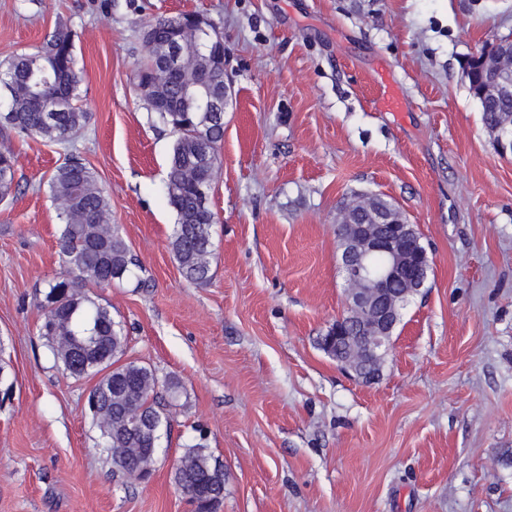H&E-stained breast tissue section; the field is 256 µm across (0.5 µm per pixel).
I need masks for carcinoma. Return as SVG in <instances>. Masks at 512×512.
I'll return each instance as SVG.
<instances>
[{
  "label": "carcinoma",
  "mask_w": 512,
  "mask_h": 512,
  "mask_svg": "<svg viewBox=\"0 0 512 512\" xmlns=\"http://www.w3.org/2000/svg\"><path fill=\"white\" fill-rule=\"evenodd\" d=\"M197 16V12L181 13L140 25L142 41L157 43V58L148 56L142 61L136 90L157 122L176 136L165 184L176 214L170 247L183 276L202 284L209 279L210 229L215 220L208 205L211 184L205 173L220 162L224 113L201 111L207 91L194 78L207 73L219 90L224 69L203 55L186 52L181 58L183 76L178 79L158 64L173 46L185 49L204 40L193 25ZM81 80L74 34L59 22L35 51L0 61V131L13 132L23 141H74L91 119L77 105ZM480 106L482 122L489 127L500 113H512V98L482 100ZM47 186L61 223L58 248L63 269L47 282L40 302L41 336L55 361L76 378L99 373L97 362L108 359L105 367L111 372L97 384L99 399L92 419L104 448L112 449V468L128 477L155 465L149 437L133 432V423H168V408L180 398L181 384L171 377L160 380L149 365L121 362L127 336L112 320L111 310L87 293L92 284L110 285L130 277L137 266L124 239L109 224L110 198L96 172L71 152L49 176ZM16 188L15 154L3 145L0 202L7 201ZM220 470L206 446L196 443L179 460L173 480L180 488Z\"/></svg>",
  "instance_id": "obj_1"
}]
</instances>
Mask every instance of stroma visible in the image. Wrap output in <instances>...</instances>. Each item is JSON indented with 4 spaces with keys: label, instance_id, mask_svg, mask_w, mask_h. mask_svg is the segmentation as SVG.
<instances>
[{
    "label": "stroma",
    "instance_id": "stroma-1",
    "mask_svg": "<svg viewBox=\"0 0 512 512\" xmlns=\"http://www.w3.org/2000/svg\"><path fill=\"white\" fill-rule=\"evenodd\" d=\"M185 11L219 24L232 91L204 285L169 246L174 137L133 83L140 21ZM59 22L86 129L69 147L0 134L19 184L0 203V512H192L173 467L197 442L224 469L218 512H512V154L465 69L512 36V0H0V60ZM390 84L397 112L379 105ZM72 148L150 281L90 293L125 360L183 386L146 482L113 473L86 411L94 378L39 334L60 270L47 179ZM361 192L394 203L431 259L369 383L320 347L344 311L336 212Z\"/></svg>",
    "mask_w": 512,
    "mask_h": 512
}]
</instances>
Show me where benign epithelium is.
Wrapping results in <instances>:
<instances>
[{
  "mask_svg": "<svg viewBox=\"0 0 512 512\" xmlns=\"http://www.w3.org/2000/svg\"><path fill=\"white\" fill-rule=\"evenodd\" d=\"M471 63L483 69L482 93L507 95L512 86L500 79L512 73V41H501ZM494 142L512 152V118L496 130ZM379 196L355 194L343 201L336 215V258L345 280V312L321 337V346L336 347L337 361L366 381L372 374L361 368L374 364L393 346V331L409 297L424 288L431 267L413 226L394 208L377 206ZM385 255L388 263L375 267L372 258Z\"/></svg>",
  "mask_w": 512,
  "mask_h": 512,
  "instance_id": "obj_1",
  "label": "benign epithelium"
}]
</instances>
